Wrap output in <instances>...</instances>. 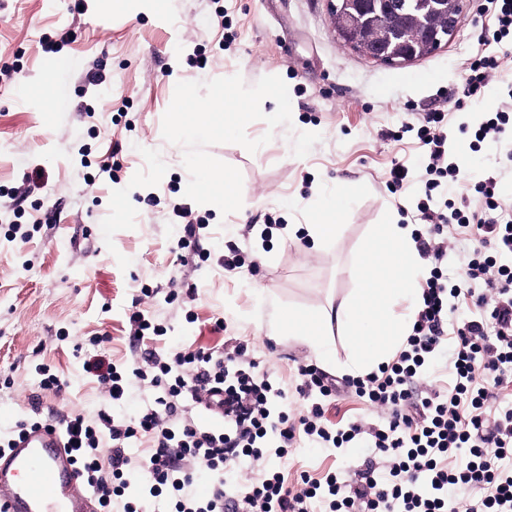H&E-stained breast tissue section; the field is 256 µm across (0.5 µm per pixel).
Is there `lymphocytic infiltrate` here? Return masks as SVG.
<instances>
[{
  "instance_id": "lymphocytic-infiltrate-1",
  "label": "lymphocytic infiltrate",
  "mask_w": 512,
  "mask_h": 512,
  "mask_svg": "<svg viewBox=\"0 0 512 512\" xmlns=\"http://www.w3.org/2000/svg\"><path fill=\"white\" fill-rule=\"evenodd\" d=\"M491 25L476 38L488 45L512 42V0H485ZM501 58L477 54L464 64L465 98L459 108L477 110L469 133L472 151L512 134V90L493 107L482 92L497 81ZM451 113L439 108L416 113L403 124L414 133L423 163H395L386 173L391 193L423 187L413 220L416 249L428 265L412 327L378 370L335 378L317 365L296 368L297 413L281 411L290 391L273 385L247 342L231 340L220 355L184 348L162 352L145 347L164 335L148 311L129 317L133 355L123 362L86 361L88 373L104 385L109 400H121L128 376L148 383L154 407L135 421L73 414L62 430L76 456L83 481L104 512H153L166 497L168 512H512V204L500 183L512 176V154L501 169L480 178L465 173L448 148ZM461 187V201L444 197L448 185ZM478 238L479 248L462 250L463 272L448 275V249ZM470 300L473 316L451 321L459 299ZM447 369L451 385L438 384ZM224 398V426L200 425L194 408ZM367 403L373 422L330 423L325 414L340 396ZM109 456H101L102 438ZM146 443L131 455L130 439ZM339 452L367 445L353 479L333 471L316 478L307 471L285 480L268 466V455L288 457L301 440ZM235 473V489L224 487V472ZM210 474L208 495L194 494L201 471ZM145 477L137 501L125 500L131 472Z\"/></svg>"
}]
</instances>
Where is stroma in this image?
<instances>
[{
	"mask_svg": "<svg viewBox=\"0 0 512 512\" xmlns=\"http://www.w3.org/2000/svg\"><path fill=\"white\" fill-rule=\"evenodd\" d=\"M481 2L467 0L446 46L390 67L337 41L326 0H161L149 14L135 0H84L80 11L73 0H0V69L15 72L0 85V194L14 197L0 212V434L24 419L56 424L103 410L129 422L153 405L135 380L122 400L107 401L83 368L94 355L129 357L128 317L144 288L155 291L146 305L166 330L163 349L220 350L234 337L283 377L312 359L283 334L285 315L315 320L339 305L357 286L355 261L375 231L407 223L385 174L396 161L418 164L421 151L411 136L380 132L400 130L414 105L456 111ZM46 38L62 41L58 54L42 52ZM87 72L95 82L84 81ZM235 74L249 85L280 76L292 123L253 153L210 146L240 170L243 205L224 215L192 204L212 234L187 259L172 206L186 201L189 174L183 147L162 136V117L177 82ZM449 146L477 176L512 150L505 141L470 151L455 130ZM103 160L111 182L89 185ZM331 197L343 202L336 236L312 246L305 227L326 221ZM271 218L281 230L225 276L221 259L241 225ZM185 283L193 299L167 303ZM218 318L225 331L214 330ZM43 364L60 375V392L41 389ZM357 459L303 444L284 468L318 477L353 470Z\"/></svg>",
	"mask_w": 512,
	"mask_h": 512,
	"instance_id": "35a3bbf8",
	"label": "stroma"
}]
</instances>
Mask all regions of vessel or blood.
Here are the masks:
<instances>
[{
    "label": "vessel or blood",
    "instance_id": "1",
    "mask_svg": "<svg viewBox=\"0 0 512 512\" xmlns=\"http://www.w3.org/2000/svg\"><path fill=\"white\" fill-rule=\"evenodd\" d=\"M0 512H97L59 427L29 431L0 455Z\"/></svg>",
    "mask_w": 512,
    "mask_h": 512
}]
</instances>
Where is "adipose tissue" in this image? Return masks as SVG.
I'll list each match as a JSON object with an SVG mask.
<instances>
[{
	"label": "adipose tissue",
	"mask_w": 512,
	"mask_h": 512,
	"mask_svg": "<svg viewBox=\"0 0 512 512\" xmlns=\"http://www.w3.org/2000/svg\"><path fill=\"white\" fill-rule=\"evenodd\" d=\"M412 232L409 224L382 225L358 260L357 290L341 302L335 318L308 322L293 314L285 325L286 333L306 343L317 361L327 365L332 361L330 328L337 321L350 338L348 374L365 373L384 362L409 329L408 322L391 318L390 308L397 298L417 299V286L423 277L424 261Z\"/></svg>",
	"instance_id": "1"
}]
</instances>
